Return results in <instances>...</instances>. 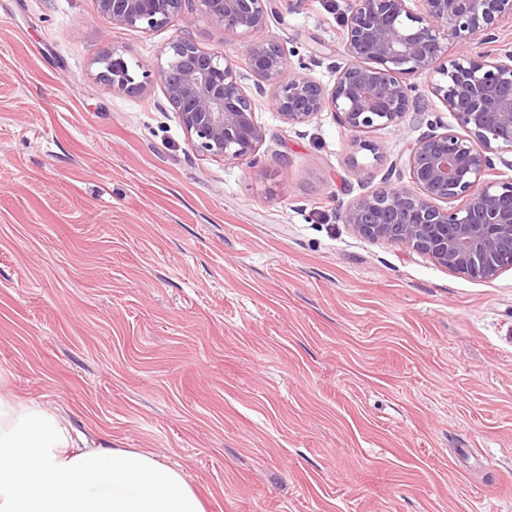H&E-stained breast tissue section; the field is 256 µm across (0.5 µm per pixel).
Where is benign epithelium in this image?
Masks as SVG:
<instances>
[{"label": "benign epithelium", "mask_w": 512, "mask_h": 512, "mask_svg": "<svg viewBox=\"0 0 512 512\" xmlns=\"http://www.w3.org/2000/svg\"><path fill=\"white\" fill-rule=\"evenodd\" d=\"M197 2L216 28L233 33L232 50L202 49L174 37L155 61L129 70L115 53L97 58L100 78L113 89L144 92L157 80L190 147L224 160L258 161L265 131L256 119L257 93L272 88L271 111L294 126L323 112L369 151L362 135L399 126L420 107L414 79L433 77L429 91L454 116L456 132L437 116L404 150L409 184L390 180L347 204L338 219L369 239L402 244L473 281L512 269V0H348L343 16L345 62L327 88L290 69L296 50L265 35L272 0H97L112 23L136 30L174 26ZM460 52L437 62L451 44ZM247 72H242L239 61Z\"/></svg>", "instance_id": "obj_1"}]
</instances>
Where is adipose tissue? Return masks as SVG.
I'll return each mask as SVG.
<instances>
[{
	"label": "adipose tissue",
	"instance_id": "obj_1",
	"mask_svg": "<svg viewBox=\"0 0 512 512\" xmlns=\"http://www.w3.org/2000/svg\"><path fill=\"white\" fill-rule=\"evenodd\" d=\"M71 441L55 413L0 395V512H205L158 455Z\"/></svg>",
	"mask_w": 512,
	"mask_h": 512
}]
</instances>
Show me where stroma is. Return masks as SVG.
Listing matches in <instances>:
<instances>
[{"label": "stroma", "mask_w": 512, "mask_h": 512, "mask_svg": "<svg viewBox=\"0 0 512 512\" xmlns=\"http://www.w3.org/2000/svg\"><path fill=\"white\" fill-rule=\"evenodd\" d=\"M268 35L343 62L345 0H274ZM199 11L132 30L96 0H0V395L78 447L159 454L207 512H512V270L474 282L336 216L409 124L354 145L256 99L261 161L191 150L153 61ZM287 166H280V158Z\"/></svg>", "instance_id": "obj_1"}]
</instances>
